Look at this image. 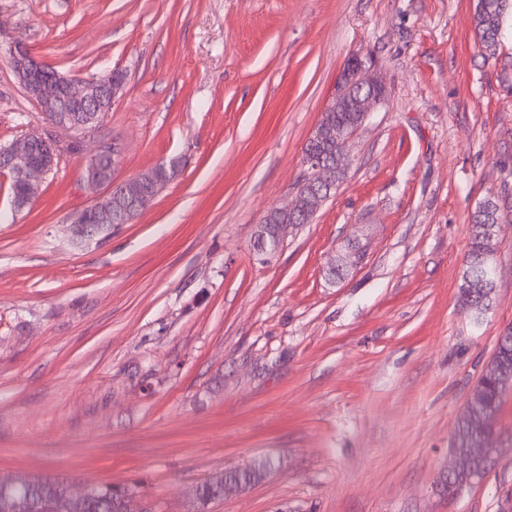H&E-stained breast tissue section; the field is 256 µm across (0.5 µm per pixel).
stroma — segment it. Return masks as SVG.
<instances>
[{"label":"stroma","instance_id":"stroma-1","mask_svg":"<svg viewBox=\"0 0 512 512\" xmlns=\"http://www.w3.org/2000/svg\"><path fill=\"white\" fill-rule=\"evenodd\" d=\"M475 0H0V148L44 118L10 48L75 78L122 71L97 131L123 180L177 177L104 243L77 247L91 194L64 153L33 205L0 176V476L131 485L187 512L199 482L277 468L208 512H507L512 392L498 459L456 494L450 441L512 326V18L495 55ZM387 98L343 182L263 262L257 224L347 60ZM496 229L491 307L461 311L470 215ZM365 257L333 278L348 246ZM178 169L174 163L158 164L143 173L148 187L152 186L158 193L165 185L171 182L177 175Z\"/></svg>","mask_w":512,"mask_h":512}]
</instances>
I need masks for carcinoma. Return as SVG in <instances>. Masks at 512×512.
Returning a JSON list of instances; mask_svg holds the SVG:
<instances>
[{"mask_svg": "<svg viewBox=\"0 0 512 512\" xmlns=\"http://www.w3.org/2000/svg\"><path fill=\"white\" fill-rule=\"evenodd\" d=\"M512 15V0H476L474 23L485 50L493 52L504 34V24ZM175 164H158L143 173L148 186L161 190L177 175ZM504 218L497 200L487 198L471 216V242L463 258L462 283L459 287L461 307L474 314L487 311L492 303L494 283H479L484 271L494 265L496 225ZM498 374L480 377L476 390L459 419L452 442V450L466 456L492 458L493 448L485 435L488 422L497 417L504 383L512 381V327L497 351ZM265 465L253 464L250 469H227L197 489V497L203 502H216L223 498L224 482L247 484L263 477ZM42 480L34 478L20 489H4L0 486V512H46L41 506ZM118 496L108 485L99 486L94 493L79 502L69 499L59 501L51 512H141L140 504L133 498L116 507Z\"/></svg>", "mask_w": 512, "mask_h": 512, "instance_id": "obj_1", "label": "carcinoma"}]
</instances>
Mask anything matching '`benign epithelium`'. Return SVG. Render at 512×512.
Here are the masks:
<instances>
[{
  "mask_svg": "<svg viewBox=\"0 0 512 512\" xmlns=\"http://www.w3.org/2000/svg\"><path fill=\"white\" fill-rule=\"evenodd\" d=\"M12 62L20 84L48 125L46 130L23 135L8 151L0 154V170L8 171L11 179L21 181L25 188L24 195L12 197V205L19 209L31 203L37 195L40 180L58 163L60 145L53 132L74 133L80 150L85 151L89 143H94L81 174L82 182L92 192V199L69 224V230L72 242L79 247L98 244L112 234L106 202L122 200L123 209L127 212L141 211L151 202L143 191L129 193L131 186L142 181L141 175L116 182L99 168L98 162L104 157L110 158L112 167L119 165V145L100 139L92 140L101 117L112 109V103L124 89V83L116 79L114 72L78 82L51 65L36 60L23 46L14 48ZM386 96V85L376 64L360 54L353 55L343 68L336 91L329 98L327 106L334 105L338 110L355 112L358 121L351 128L320 124L309 136L312 141L336 143V162L324 160V155L320 153L309 151L304 154L306 176L311 179L313 190L317 191L318 202H323L322 191L337 187L333 173L347 172L345 159L350 142L371 112L385 102ZM265 225L266 218L263 217L259 222L253 250L262 259L268 260L283 247L294 225H277L272 237L268 236ZM94 490L95 487L87 486L75 491L65 483L48 480L43 483V501L50 505L61 498L88 496Z\"/></svg>",
  "mask_w": 512,
  "mask_h": 512,
  "instance_id": "benign-epithelium-1",
  "label": "benign epithelium"
}]
</instances>
